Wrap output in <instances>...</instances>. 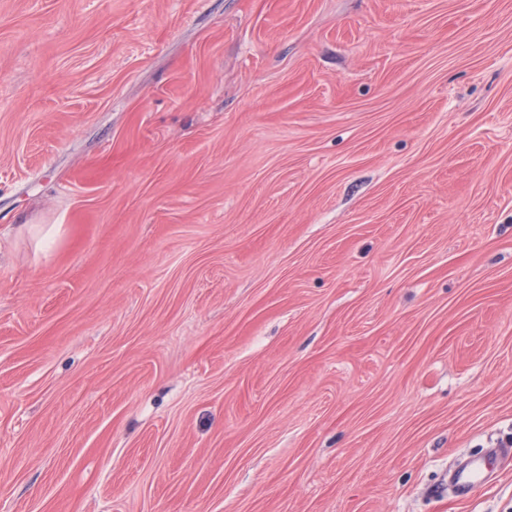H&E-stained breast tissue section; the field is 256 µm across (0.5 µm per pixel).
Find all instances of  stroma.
Returning a JSON list of instances; mask_svg holds the SVG:
<instances>
[{
	"label": "stroma",
	"instance_id": "obj_1",
	"mask_svg": "<svg viewBox=\"0 0 512 512\" xmlns=\"http://www.w3.org/2000/svg\"><path fill=\"white\" fill-rule=\"evenodd\" d=\"M502 440L512 0H0V512H512L432 491Z\"/></svg>",
	"mask_w": 512,
	"mask_h": 512
}]
</instances>
